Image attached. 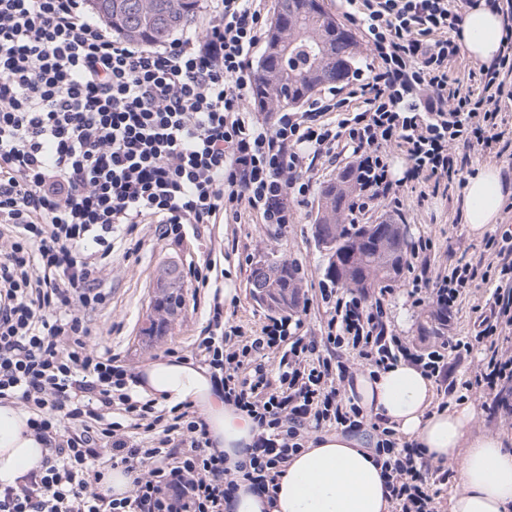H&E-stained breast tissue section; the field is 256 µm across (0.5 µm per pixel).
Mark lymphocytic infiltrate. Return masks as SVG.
Masks as SVG:
<instances>
[{"mask_svg":"<svg viewBox=\"0 0 512 512\" xmlns=\"http://www.w3.org/2000/svg\"><path fill=\"white\" fill-rule=\"evenodd\" d=\"M341 4L372 58L356 90L361 107L320 99L267 123L249 107L261 0H213L203 29L157 46L113 37L83 0H0V401L27 409L46 447L24 486L0 488V512H224L237 490L204 419L187 410L163 418L90 324L108 300L103 272L116 240L141 224L178 240L186 227L237 224L246 214L287 226L292 202L311 194L316 162L345 154L357 174L351 214L382 203L397 212L400 187L447 181L459 149L495 151L498 116L512 106V0H493L504 19L502 55L465 86L448 74L461 54L449 34L462 0ZM394 150L406 161L399 179ZM486 248L497 285L474 335L426 349L389 333L382 302L352 290L322 289L316 336L291 314L247 338L214 306L196 350L219 373L225 403L257 425L238 465L254 487L269 486L311 433L333 426L351 435L367 424L347 392L353 372L331 359L346 346L374 370L402 360L444 383V397L476 389L499 420L512 415V230ZM477 276V265L460 262L413 277L408 295L447 323ZM479 347L487 355L473 379L450 384L447 357ZM116 404L153 432L151 447L113 420ZM374 431L392 512H436L429 488L447 469L393 428ZM119 466L133 477L121 498L103 486Z\"/></svg>","mask_w":512,"mask_h":512,"instance_id":"lymphocytic-infiltrate-1","label":"lymphocytic infiltrate"}]
</instances>
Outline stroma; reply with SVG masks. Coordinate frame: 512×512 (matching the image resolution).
<instances>
[{
  "instance_id": "35a3bbf8",
  "label": "stroma",
  "mask_w": 512,
  "mask_h": 512,
  "mask_svg": "<svg viewBox=\"0 0 512 512\" xmlns=\"http://www.w3.org/2000/svg\"><path fill=\"white\" fill-rule=\"evenodd\" d=\"M504 140L507 156L498 158L483 153L480 148L467 149V163L462 173L448 182L444 192H421L405 189L403 222L408 228L409 243L419 238H431L434 247L421 256L416 271L434 268H453L458 260L478 262L484 254L487 237L501 233L512 225V194L507 195L497 223L487 225L484 236H473L460 215V200L469 175L480 166L496 163L506 172V181L512 185V111L504 115ZM319 195L311 193L305 203L294 205V224L280 228L273 224H210L199 232L188 233L179 242L160 238L155 225H140L135 233L140 249L130 255L115 252L107 269L111 298L106 307L92 317V324L102 340L111 346L122 362L134 368L163 358L167 349L190 353L205 337L210 317V304L215 289L230 288L234 294L225 300L224 312L231 315L234 324L244 333L260 329L271 312L253 298L249 280L251 271L260 261L278 258L295 263L300 268V294L311 299L312 306L305 318L308 330L320 329L323 312L320 308V284L324 282V261L313 238V221L318 211ZM213 259L217 262L210 277L215 288L195 289L185 283V303L181 314L169 332L157 339H147L141 329L152 313L153 289L159 268L168 262L180 268L201 264ZM393 292L380 295L372 291V298H384L390 325L396 334L408 337L425 348L434 342L435 328H442L448 336H467L473 331L475 307L489 299L494 291L490 281H474L457 306V312L446 326H439L432 308L412 306L406 295L404 278L392 281Z\"/></svg>"
}]
</instances>
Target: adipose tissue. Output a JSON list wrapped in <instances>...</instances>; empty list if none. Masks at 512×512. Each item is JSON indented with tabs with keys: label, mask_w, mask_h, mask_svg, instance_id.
Segmentation results:
<instances>
[{
	"label": "adipose tissue",
	"mask_w": 512,
	"mask_h": 512,
	"mask_svg": "<svg viewBox=\"0 0 512 512\" xmlns=\"http://www.w3.org/2000/svg\"><path fill=\"white\" fill-rule=\"evenodd\" d=\"M502 16L486 0H473L453 38L474 61L488 64L501 51ZM508 190L498 168L471 176L462 193L461 214L473 234L496 223ZM138 392L159 402L196 404L224 466L239 484L231 512H390L381 467L373 449L341 432L314 436L282 465L269 494L252 493L236 464L252 444L256 425L245 412L225 405L211 372L193 362L159 359L143 368ZM370 415L386 420L406 441L425 448L432 461H457L460 487L450 512H512V452L501 440L472 433L470 405L437 408L435 383L421 370L398 362L388 370L358 373L349 391ZM29 414L0 402V485H24L38 469L44 445L27 425Z\"/></svg>",
	"instance_id": "obj_1"
}]
</instances>
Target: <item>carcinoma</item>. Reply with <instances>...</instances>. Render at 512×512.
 <instances>
[{"label": "carcinoma", "instance_id": "cac0c4a2", "mask_svg": "<svg viewBox=\"0 0 512 512\" xmlns=\"http://www.w3.org/2000/svg\"><path fill=\"white\" fill-rule=\"evenodd\" d=\"M93 13L130 42L160 44L187 28L196 18L200 0H87ZM279 23L268 31L265 52L258 61L253 95L257 106L270 112L282 101L299 105L317 91L336 83V66L344 63L343 78L355 73L357 43L327 12L322 0H277ZM354 177L344 171L319 189L320 206L313 225L314 239L325 248V276L346 287L369 290L400 276L406 264L407 242L391 221L347 224ZM272 286L286 301L282 310L300 307L297 268L271 259ZM164 316L143 330L150 338L163 335L184 305L183 282L176 277Z\"/></svg>", "mask_w": 512, "mask_h": 512}]
</instances>
